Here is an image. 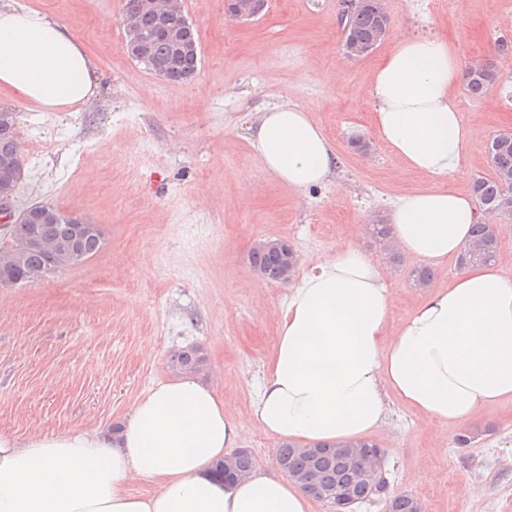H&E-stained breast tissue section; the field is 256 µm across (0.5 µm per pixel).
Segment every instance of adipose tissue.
Listing matches in <instances>:
<instances>
[{"mask_svg":"<svg viewBox=\"0 0 512 512\" xmlns=\"http://www.w3.org/2000/svg\"><path fill=\"white\" fill-rule=\"evenodd\" d=\"M91 62L65 25L36 10L0 8V89L64 111L90 102ZM463 78L448 40L397 39L368 78L373 123L394 161L433 187L390 206L399 251L432 265L469 242L480 215L471 195L437 187L480 151L458 110ZM250 143L262 169L305 191L325 184L340 159L304 109L256 113ZM392 294L369 256L349 245L291 285L251 417L294 443L369 438L391 400L459 426L512 400V274L492 263L431 290L398 326ZM242 424L214 388L190 375L161 380L119 430L74 429L25 440L0 432V512H310L311 497L275 467L256 464L222 480L216 462ZM146 480L155 492L130 493Z\"/></svg>","mask_w":512,"mask_h":512,"instance_id":"adipose-tissue-1","label":"adipose tissue"}]
</instances>
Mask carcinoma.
Instances as JSON below:
<instances>
[{
  "mask_svg": "<svg viewBox=\"0 0 512 512\" xmlns=\"http://www.w3.org/2000/svg\"><path fill=\"white\" fill-rule=\"evenodd\" d=\"M380 18L373 8L367 7L355 12L346 19L344 29L347 37L360 43H371L377 40ZM146 68L162 76L168 81L188 82L193 80L201 63V51L173 54L171 43L164 38L148 40L144 43ZM496 73L490 68L475 79L469 78L466 91L474 98H481L495 83ZM19 144L17 116L0 117V180L18 166L16 153ZM493 176L478 177L471 183V192L481 211L493 222H481L473 229V238L465 246L456 260L458 269L469 266L487 264L496 261L499 250V227L496 220L502 214L495 213L492 208L507 205L512 209V144L500 146L489 154ZM68 219L60 211H55L52 222L41 221L32 216H20V220L11 225L7 232L8 239L0 238V252L9 249V245L21 248V259L11 265H0V286L27 284L33 278L43 279L48 276L46 268L56 273L69 267L64 261H53L47 250L39 245L37 237H53L64 230ZM250 262L260 276L276 283H287L293 275H285V259L276 248L253 249ZM205 355L196 344L177 348L168 355V368L174 373H195L202 370ZM333 448L337 452L320 454L315 447H304L284 441L277 450V458L288 465V477L299 483L310 494L317 495L320 491H329L336 497L343 495L345 486L350 482L359 459L367 452L374 451L379 445L374 441L359 443H336ZM234 469L225 472V463L219 462L215 471L223 475L243 476L250 472L255 464L253 456L247 451H240L230 457ZM386 486L373 489L370 482L357 481L352 494L362 500H373L385 494ZM388 512H422L421 504L409 494L396 495L388 500Z\"/></svg>",
  "mask_w": 512,
  "mask_h": 512,
  "instance_id": "obj_1",
  "label": "carcinoma"
}]
</instances>
